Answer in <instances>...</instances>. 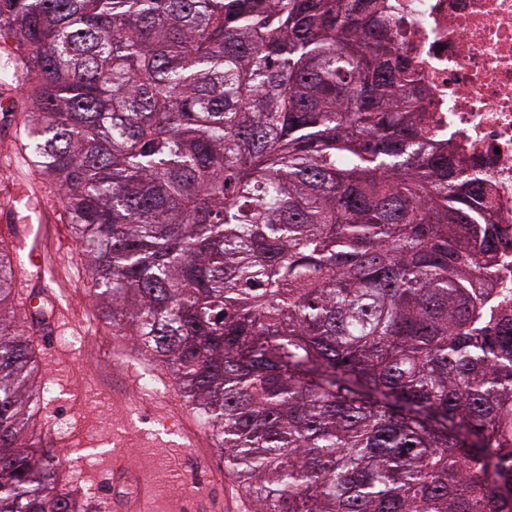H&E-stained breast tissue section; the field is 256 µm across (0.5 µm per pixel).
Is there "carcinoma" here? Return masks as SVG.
Masks as SVG:
<instances>
[{
    "label": "carcinoma",
    "mask_w": 512,
    "mask_h": 512,
    "mask_svg": "<svg viewBox=\"0 0 512 512\" xmlns=\"http://www.w3.org/2000/svg\"><path fill=\"white\" fill-rule=\"evenodd\" d=\"M0 83L101 313L253 512H512V287L385 0H0ZM0 247V512L61 483Z\"/></svg>",
    "instance_id": "cac0c4a2"
}]
</instances>
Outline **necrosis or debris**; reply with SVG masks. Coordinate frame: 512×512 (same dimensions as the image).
<instances>
[{"label": "necrosis or debris", "mask_w": 512, "mask_h": 512, "mask_svg": "<svg viewBox=\"0 0 512 512\" xmlns=\"http://www.w3.org/2000/svg\"><path fill=\"white\" fill-rule=\"evenodd\" d=\"M440 140L481 166L512 254V0H388Z\"/></svg>", "instance_id": "4bbe7bcc"}]
</instances>
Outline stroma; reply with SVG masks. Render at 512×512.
<instances>
[{
  "mask_svg": "<svg viewBox=\"0 0 512 512\" xmlns=\"http://www.w3.org/2000/svg\"><path fill=\"white\" fill-rule=\"evenodd\" d=\"M20 109L0 110V239L13 241L20 257L31 247L41 256V287L56 290L55 338L42 353L39 384L48 386L49 433L66 459V475L86 497L100 501L108 473V440H116L126 463L151 481L158 508L185 501L195 473L218 472L203 512H246L211 435L201 446L180 447L178 434L165 433L153 405L144 403L143 384L128 385L125 374L151 375L170 405L182 398L172 377L145 360L130 336L115 335L87 287L86 266L71 235L57 188L40 178L21 148ZM84 344H72V337Z\"/></svg>",
  "mask_w": 512,
  "mask_h": 512,
  "instance_id": "1",
  "label": "stroma"
}]
</instances>
